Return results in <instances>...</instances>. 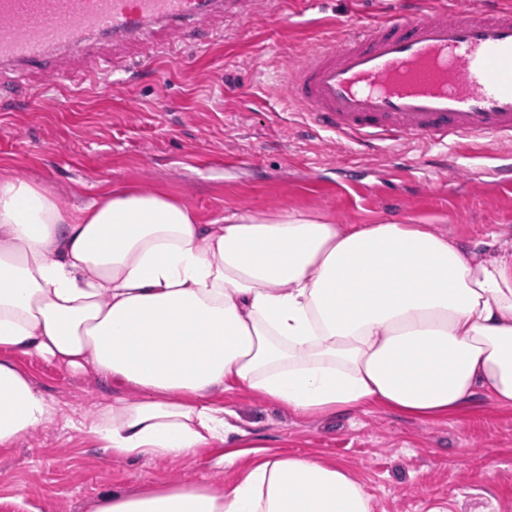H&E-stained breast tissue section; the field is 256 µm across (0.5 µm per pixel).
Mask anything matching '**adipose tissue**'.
Wrapping results in <instances>:
<instances>
[{
  "label": "adipose tissue",
  "mask_w": 512,
  "mask_h": 512,
  "mask_svg": "<svg viewBox=\"0 0 512 512\" xmlns=\"http://www.w3.org/2000/svg\"><path fill=\"white\" fill-rule=\"evenodd\" d=\"M121 388L87 428L112 456L189 461L243 442L220 392L304 415L373 405L422 418L512 406V252L465 253L426 224L314 213L200 223L165 192L64 208L0 175V446L56 403L12 354ZM91 512H373L345 468L299 455L211 480L99 496Z\"/></svg>",
  "instance_id": "adipose-tissue-1"
}]
</instances>
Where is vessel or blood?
I'll return each mask as SVG.
<instances>
[{
	"label": "vessel or blood",
	"instance_id": "vessel-or-blood-1",
	"mask_svg": "<svg viewBox=\"0 0 512 512\" xmlns=\"http://www.w3.org/2000/svg\"><path fill=\"white\" fill-rule=\"evenodd\" d=\"M251 0H0V73H42L60 53L73 83L127 70L125 56L100 63L89 47L136 43L169 55L185 28L220 37L217 13L248 10ZM289 101L313 129L352 139L361 150L414 138L434 144L512 138V7L432 13L423 0H398L380 21L313 45L284 75Z\"/></svg>",
	"mask_w": 512,
	"mask_h": 512
}]
</instances>
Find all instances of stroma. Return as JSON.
Returning <instances> with one entry per match:
<instances>
[{"instance_id": "35a3bbf8", "label": "stroma", "mask_w": 512, "mask_h": 512, "mask_svg": "<svg viewBox=\"0 0 512 512\" xmlns=\"http://www.w3.org/2000/svg\"><path fill=\"white\" fill-rule=\"evenodd\" d=\"M392 0H286L285 15L257 0L227 19L222 40L111 80L47 79L30 102L0 83V173L43 184L68 208L123 189L165 190L201 223L225 212L309 211L334 224H428L467 248L497 236L512 247V184L485 174L512 160V139L478 145L409 140L364 152L313 130L291 107L283 76L312 45L381 19ZM456 162V174L432 158ZM19 365L61 408L52 422L0 447V512H90L105 490L137 491L206 477L232 484L252 462L294 454L344 467L374 512H512V409L489 403L445 419L379 406L301 417L246 389L223 395L248 431L249 450L224 469L231 445L173 458L111 456L82 431L112 388L93 372L35 356ZM24 501L14 504L12 490Z\"/></svg>"}]
</instances>
